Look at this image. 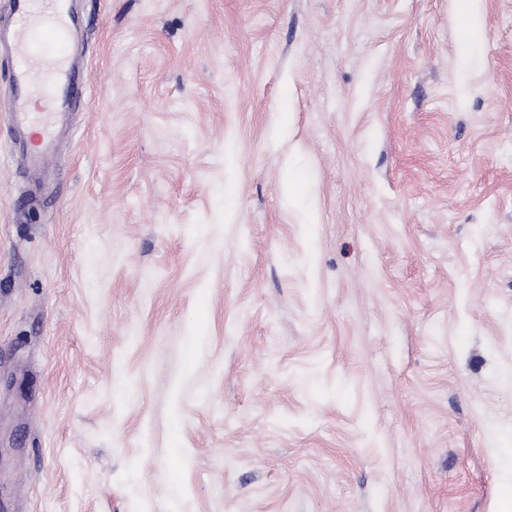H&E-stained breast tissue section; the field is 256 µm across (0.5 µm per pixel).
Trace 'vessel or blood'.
<instances>
[{
    "label": "vessel or blood",
    "instance_id": "1",
    "mask_svg": "<svg viewBox=\"0 0 512 512\" xmlns=\"http://www.w3.org/2000/svg\"><path fill=\"white\" fill-rule=\"evenodd\" d=\"M72 0H10L0 26V73L9 94L0 101L29 179L40 183L56 151L73 101L85 89L74 64Z\"/></svg>",
    "mask_w": 512,
    "mask_h": 512
}]
</instances>
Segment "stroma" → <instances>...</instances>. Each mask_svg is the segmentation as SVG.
I'll return each mask as SVG.
<instances>
[{
	"label": "stroma",
	"mask_w": 512,
	"mask_h": 512,
	"mask_svg": "<svg viewBox=\"0 0 512 512\" xmlns=\"http://www.w3.org/2000/svg\"><path fill=\"white\" fill-rule=\"evenodd\" d=\"M0 121V512H512V0H78ZM10 11L0 26V69L9 87L1 101L14 146L29 179L39 184L56 151L59 131L73 101L85 89L84 72L74 64L73 0H9ZM46 94L41 112L31 104L40 90ZM42 120L35 131L37 116ZM477 0H459L457 3L458 11L465 16L467 20V42L469 54L477 51L479 48L478 39V8Z\"/></svg>",
	"instance_id": "35a3bbf8"
}]
</instances>
